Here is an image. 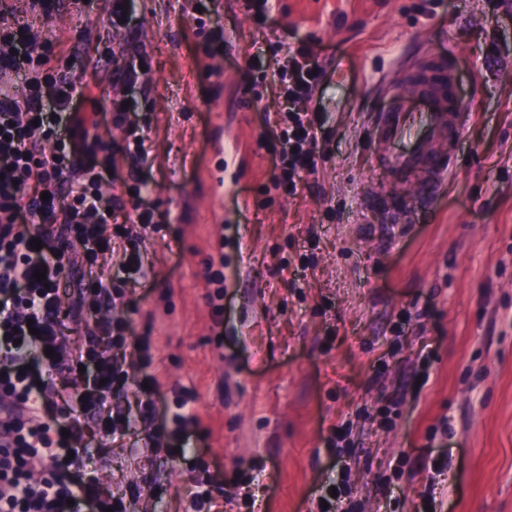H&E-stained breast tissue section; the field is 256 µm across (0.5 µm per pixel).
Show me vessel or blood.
Here are the masks:
<instances>
[{
  "mask_svg": "<svg viewBox=\"0 0 512 512\" xmlns=\"http://www.w3.org/2000/svg\"><path fill=\"white\" fill-rule=\"evenodd\" d=\"M471 117L467 100L454 93L448 58L426 55L414 75L395 88L388 108L373 121V149L385 167L443 176L454 163L460 134ZM384 205L398 221H408L415 196L386 191Z\"/></svg>",
  "mask_w": 512,
  "mask_h": 512,
  "instance_id": "obj_1",
  "label": "vessel or blood"
}]
</instances>
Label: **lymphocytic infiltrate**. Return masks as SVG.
<instances>
[{"mask_svg": "<svg viewBox=\"0 0 512 512\" xmlns=\"http://www.w3.org/2000/svg\"><path fill=\"white\" fill-rule=\"evenodd\" d=\"M313 68L300 49L279 73L289 109L274 119L277 189L295 191L317 172L321 127L308 103L320 77ZM95 100L91 85L52 66L40 30L0 8V512H129L125 498L84 479L70 453L87 433L117 442L154 414L150 399L134 417L110 403L130 378L123 352L128 322L109 313L122 296L112 272L100 271L91 287L76 289L71 307L62 302L65 268L94 265L104 252L119 254L118 271L149 274L136 240L138 230L155 223L153 208L120 227L111 213L121 198L101 190L118 165L138 174L145 141L122 98L112 110L128 122L127 134L119 144L103 140ZM35 239L41 249H33ZM73 240L82 252L66 251ZM39 270L46 273L41 283L34 277ZM87 309L95 319L84 342L63 350L65 319ZM59 376L72 388L74 407L62 425L50 417L59 408Z\"/></svg>", "mask_w": 512, "mask_h": 512, "instance_id": "lymphocytic-infiltrate-1", "label": "lymphocytic infiltrate"}]
</instances>
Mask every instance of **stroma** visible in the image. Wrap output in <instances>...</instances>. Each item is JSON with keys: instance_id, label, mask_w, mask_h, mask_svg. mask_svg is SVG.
<instances>
[{"instance_id": "stroma-1", "label": "stroma", "mask_w": 512, "mask_h": 512, "mask_svg": "<svg viewBox=\"0 0 512 512\" xmlns=\"http://www.w3.org/2000/svg\"><path fill=\"white\" fill-rule=\"evenodd\" d=\"M57 0L42 30L83 36L76 81L95 85L103 139L121 142L112 97L130 100L149 151L145 202L164 222L141 245L149 280L123 276L136 406L155 377L150 430L182 431L183 458L84 444L78 461L133 512H184L207 472L217 512H318L329 485L353 512H512V0H273L262 28L241 0H215L223 55L200 48L197 0ZM143 50L135 86L112 52ZM306 47L326 141L318 173L273 189L266 114L278 73ZM450 54L472 117L455 163L411 224L370 194L402 185L375 159L383 81L403 59ZM266 82L249 83L257 71Z\"/></svg>"}]
</instances>
